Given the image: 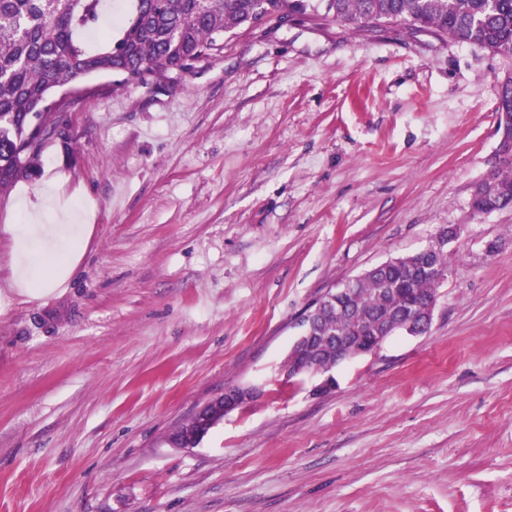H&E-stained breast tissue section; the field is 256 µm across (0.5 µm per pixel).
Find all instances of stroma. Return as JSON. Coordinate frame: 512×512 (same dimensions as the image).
I'll return each instance as SVG.
<instances>
[{"instance_id":"1","label":"stroma","mask_w":512,"mask_h":512,"mask_svg":"<svg viewBox=\"0 0 512 512\" xmlns=\"http://www.w3.org/2000/svg\"><path fill=\"white\" fill-rule=\"evenodd\" d=\"M505 60L390 25L241 30L177 79L97 75L18 180L94 211L75 271L11 289L0 192V512H512V208L473 213ZM427 333L287 377L328 290L446 226ZM253 396L190 448L225 389Z\"/></svg>"}]
</instances>
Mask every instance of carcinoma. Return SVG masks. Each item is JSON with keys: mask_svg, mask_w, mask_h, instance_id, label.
<instances>
[{"mask_svg": "<svg viewBox=\"0 0 512 512\" xmlns=\"http://www.w3.org/2000/svg\"><path fill=\"white\" fill-rule=\"evenodd\" d=\"M126 17L105 19L101 0H0V190L27 175L42 147L30 148L38 110L56 85L112 74L118 82L148 85L169 73H187L223 48L224 36L251 28L262 16L298 14L353 25L368 32L401 24L415 33L512 60V0H129ZM121 33L98 49L81 37ZM497 112L512 113V72L500 81ZM479 185L474 211L512 208V161H498ZM415 252L355 278L344 312L323 309L318 335L371 338L386 325L422 334L424 308L448 276V250L430 256L419 271ZM309 366L329 372L335 352L321 348Z\"/></svg>", "mask_w": 512, "mask_h": 512, "instance_id": "1", "label": "carcinoma"}]
</instances>
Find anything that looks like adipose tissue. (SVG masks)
I'll list each match as a JSON object with an SVG mask.
<instances>
[{
	"label": "adipose tissue",
	"instance_id": "1",
	"mask_svg": "<svg viewBox=\"0 0 512 512\" xmlns=\"http://www.w3.org/2000/svg\"><path fill=\"white\" fill-rule=\"evenodd\" d=\"M21 205L29 222L11 230V280L19 295L36 298L69 280L80 259L78 247L86 241L90 227L75 213L60 223L47 224L39 205L26 199Z\"/></svg>",
	"mask_w": 512,
	"mask_h": 512
}]
</instances>
